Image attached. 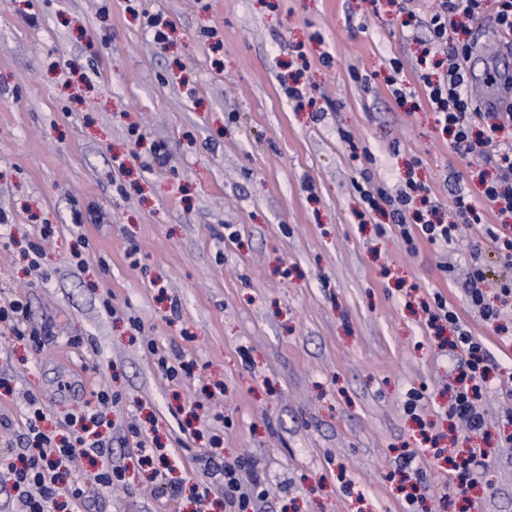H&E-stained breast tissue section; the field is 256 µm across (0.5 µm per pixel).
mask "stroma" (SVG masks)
I'll return each instance as SVG.
<instances>
[{"label":"stroma","instance_id":"35a3bbf8","mask_svg":"<svg viewBox=\"0 0 512 512\" xmlns=\"http://www.w3.org/2000/svg\"><path fill=\"white\" fill-rule=\"evenodd\" d=\"M435 5L0 0V300L24 299L48 331L36 350L0 327L13 386L0 414L21 426L34 398L52 428L101 387L118 393L101 434L127 482L92 496L91 512H197L169 483L217 426L226 458L258 461L269 512H405L395 470L410 451L427 485L417 512H512V297L496 293L512 280L497 242L512 217L410 252L353 188L393 191L413 175L449 223V179L472 189L473 171L494 169L454 150L427 105L388 91L391 60L414 82ZM496 7L486 0L472 26L480 97L487 68L512 70ZM152 14L172 24L166 45L145 26ZM295 81L313 107L289 101ZM474 254L492 323L461 288ZM436 292L496 364L484 429L467 440L445 415L452 353L421 310ZM162 355L189 374L170 380ZM195 400L199 419L185 423L177 407ZM132 422L173 451L168 478L128 458ZM426 434L451 454L489 453L466 494L451 495Z\"/></svg>","mask_w":512,"mask_h":512}]
</instances>
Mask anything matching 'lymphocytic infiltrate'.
Instances as JSON below:
<instances>
[{
    "instance_id": "obj_1",
    "label": "lymphocytic infiltrate",
    "mask_w": 512,
    "mask_h": 512,
    "mask_svg": "<svg viewBox=\"0 0 512 512\" xmlns=\"http://www.w3.org/2000/svg\"><path fill=\"white\" fill-rule=\"evenodd\" d=\"M437 2L425 22V51L444 55L446 68L436 77L421 74L424 95L438 124L451 136L454 148L466 154L492 152L499 174L489 180L481 179L478 192L454 189L455 222L445 224L432 215L421 219L414 231L407 224L406 207L414 194L424 192V185L407 181L405 190L395 196L380 186L361 190L365 207L387 214L408 245L419 234L429 243L447 246L456 240L459 224L482 223L485 209L512 213V102H503L496 112L481 110L470 92L466 69L473 46L471 42L451 38L452 33L466 30L478 18L484 0ZM423 311L427 328L438 332L451 329L447 344L460 354L448 417L463 422L469 432H479L484 427V416L477 402L492 356L485 342L472 335L442 296L424 304ZM111 402V393L100 391L96 407L68 415L59 432L43 428L42 408L30 411L23 432L0 452V486L11 488L14 512H88L89 487L104 493L124 484L125 467L117 464L105 442L94 436L95 429L104 424ZM223 445V438L213 436L210 449L197 458L199 467L192 486L197 502L205 503L212 485L219 483L224 487V512H263L267 491L261 479L253 478L251 485H244V461L224 459ZM79 457L97 463L96 472L86 477L73 474L70 465Z\"/></svg>"
}]
</instances>
